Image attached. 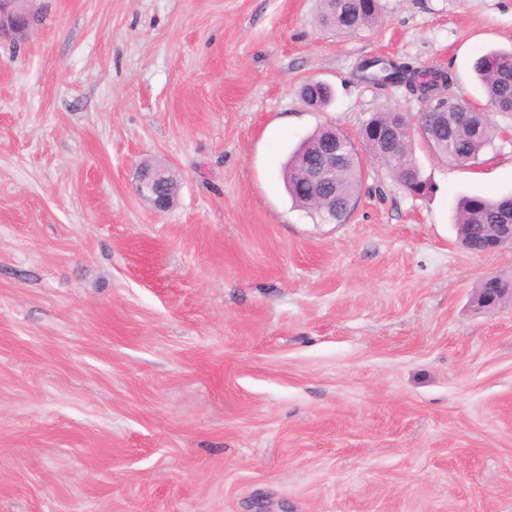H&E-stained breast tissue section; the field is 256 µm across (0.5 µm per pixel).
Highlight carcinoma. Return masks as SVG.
Here are the masks:
<instances>
[{"instance_id": "cac0c4a2", "label": "carcinoma", "mask_w": 512, "mask_h": 512, "mask_svg": "<svg viewBox=\"0 0 512 512\" xmlns=\"http://www.w3.org/2000/svg\"><path fill=\"white\" fill-rule=\"evenodd\" d=\"M379 18V0H321L318 21L323 28L344 35L369 28ZM420 71L422 68L409 63L381 58H368L358 67L361 80L403 87L412 95L415 94V81ZM473 72L482 86L486 105L512 100V49L486 51L473 63ZM330 95L327 86L313 88L307 83L301 88V97L307 104L316 99L322 107ZM424 118L431 130V146L450 162H469L492 143L493 126L486 111L438 97ZM387 126L397 131V155L382 161V164L388 167L405 191L415 195L428 192L431 186L422 179L413 159L411 130L403 112L385 110L376 113L364 126L363 140L372 139L374 129ZM328 131L327 127L319 128L309 135L288 158L283 169V180L292 200L316 214L319 210L301 184L299 168L314 146L327 137ZM336 140L345 154V161L336 167L332 183L336 223L342 224L354 207V198L361 183V160L355 145L343 131L336 130ZM496 224H512V196L492 199L472 195L460 199L454 214V226L464 246L481 248Z\"/></svg>"}]
</instances>
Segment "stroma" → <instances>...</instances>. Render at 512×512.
Instances as JSON below:
<instances>
[{
	"instance_id": "obj_1",
	"label": "stroma",
	"mask_w": 512,
	"mask_h": 512,
	"mask_svg": "<svg viewBox=\"0 0 512 512\" xmlns=\"http://www.w3.org/2000/svg\"><path fill=\"white\" fill-rule=\"evenodd\" d=\"M0 44V512H512V305L473 306L512 249L457 241L462 195L512 194V112L475 161L360 150L345 223L282 166L327 124L424 104L369 57L471 75L512 47V0H35ZM333 89L321 110L299 89ZM181 188L158 212L141 162ZM379 18V0H321L318 21L323 28L344 35L372 27ZM424 68L414 67L409 63H398L381 58L365 59L358 67L362 81L404 87L411 95H415V81L418 73Z\"/></svg>"
}]
</instances>
